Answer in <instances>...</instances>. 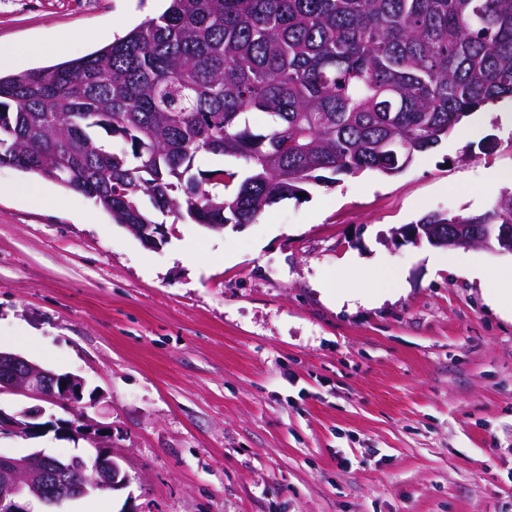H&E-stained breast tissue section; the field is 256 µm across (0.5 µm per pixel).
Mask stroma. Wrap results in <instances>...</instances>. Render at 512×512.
<instances>
[{"instance_id": "stroma-1", "label": "stroma", "mask_w": 512, "mask_h": 512, "mask_svg": "<svg viewBox=\"0 0 512 512\" xmlns=\"http://www.w3.org/2000/svg\"><path fill=\"white\" fill-rule=\"evenodd\" d=\"M164 0H0V51L62 38L71 60L159 15ZM482 138L449 134L395 175H343L251 224L168 225L143 246L80 192L0 166V349L85 383L129 487L52 512H512V311L484 279L512 266L393 229L487 209L481 169L512 168V104ZM498 146L482 150L483 139ZM398 290L335 307L330 275ZM50 430L0 435V452L83 455Z\"/></svg>"}]
</instances>
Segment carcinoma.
Masks as SVG:
<instances>
[{"label":"carcinoma","mask_w":512,"mask_h":512,"mask_svg":"<svg viewBox=\"0 0 512 512\" xmlns=\"http://www.w3.org/2000/svg\"><path fill=\"white\" fill-rule=\"evenodd\" d=\"M504 101L512 0H169L80 58L0 75V166L76 190L117 224H250L325 171L397 174ZM200 153L243 161L244 178L192 173ZM418 223L432 246L457 224L483 237L512 225V189Z\"/></svg>","instance_id":"carcinoma-1"}]
</instances>
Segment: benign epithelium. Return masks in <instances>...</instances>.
Here are the masks:
<instances>
[{"label":"benign epithelium","mask_w":512,"mask_h":512,"mask_svg":"<svg viewBox=\"0 0 512 512\" xmlns=\"http://www.w3.org/2000/svg\"><path fill=\"white\" fill-rule=\"evenodd\" d=\"M127 228L151 248H160L167 239L163 224H129ZM83 388L84 382L76 376L57 374L18 354L0 351V395L45 401L71 415L69 419L52 415L44 422L45 409L40 405L15 414L0 410V433L32 436L53 428L92 441L111 437L102 434L105 427L85 416L81 406ZM122 461L123 457L103 446L96 447L94 455L67 459L47 457L40 451L0 457V512H38L40 506L56 505L72 497L123 489L131 483V477Z\"/></svg>","instance_id":"obj_1"}]
</instances>
